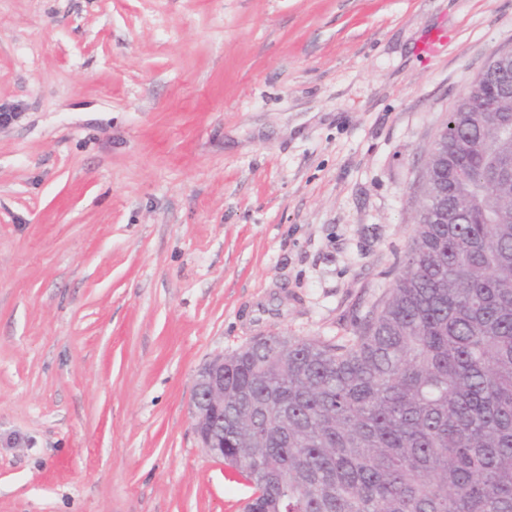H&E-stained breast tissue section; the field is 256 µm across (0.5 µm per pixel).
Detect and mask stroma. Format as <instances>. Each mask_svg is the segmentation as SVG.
Instances as JSON below:
<instances>
[{"mask_svg":"<svg viewBox=\"0 0 512 512\" xmlns=\"http://www.w3.org/2000/svg\"><path fill=\"white\" fill-rule=\"evenodd\" d=\"M512 0H0V512H242L198 369L400 274Z\"/></svg>","mask_w":512,"mask_h":512,"instance_id":"1","label":"stroma"}]
</instances>
